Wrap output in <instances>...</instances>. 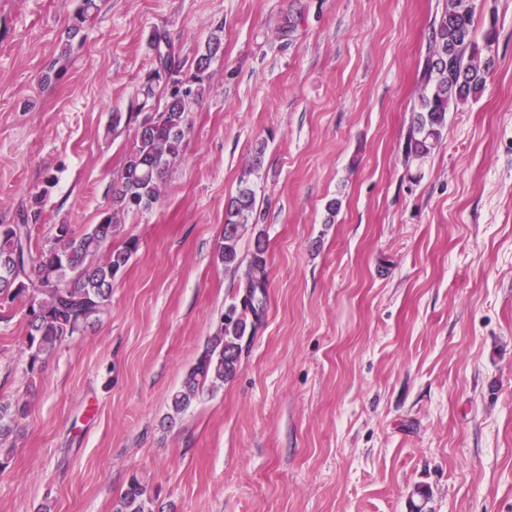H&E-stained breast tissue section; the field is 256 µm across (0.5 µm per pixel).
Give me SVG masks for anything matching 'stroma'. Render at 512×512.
Returning <instances> with one entry per match:
<instances>
[{"mask_svg": "<svg viewBox=\"0 0 512 512\" xmlns=\"http://www.w3.org/2000/svg\"><path fill=\"white\" fill-rule=\"evenodd\" d=\"M445 3L101 0L53 74L75 0H0V224L40 193L43 237L110 208L152 31L189 64L224 35L160 200L112 235L139 247L106 310L35 373L0 310V401L25 406L0 512H115L133 476L148 512H512V0H474L484 89L408 166ZM245 174L264 311L176 415L237 293L216 248Z\"/></svg>", "mask_w": 512, "mask_h": 512, "instance_id": "obj_1", "label": "stroma"}]
</instances>
